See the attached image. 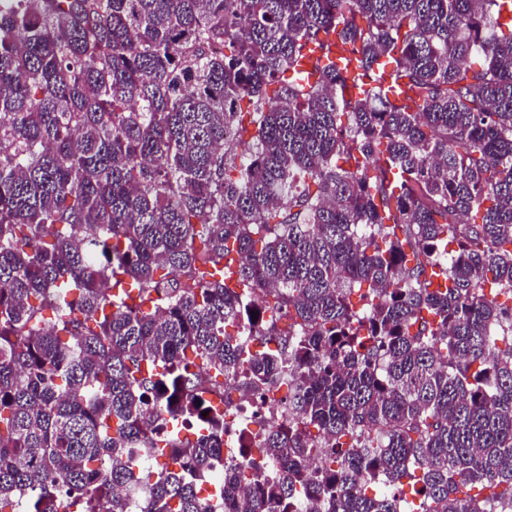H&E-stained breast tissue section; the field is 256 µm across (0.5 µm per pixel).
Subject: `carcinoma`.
<instances>
[{"mask_svg": "<svg viewBox=\"0 0 512 512\" xmlns=\"http://www.w3.org/2000/svg\"><path fill=\"white\" fill-rule=\"evenodd\" d=\"M500 2L0 0V512H512ZM225 393L227 388L224 387V393L217 391L207 395L212 404L225 413L227 428L224 432V460L228 457L237 458L241 448L252 446L249 444V438L253 439L250 432L255 433L264 420L272 417L273 413L278 414L281 400L286 396V390L274 387L270 393V401L262 406L256 397L242 394L236 389L231 391L229 399L231 405L227 406L224 403Z\"/></svg>", "mask_w": 512, "mask_h": 512, "instance_id": "carcinoma-1", "label": "carcinoma"}]
</instances>
